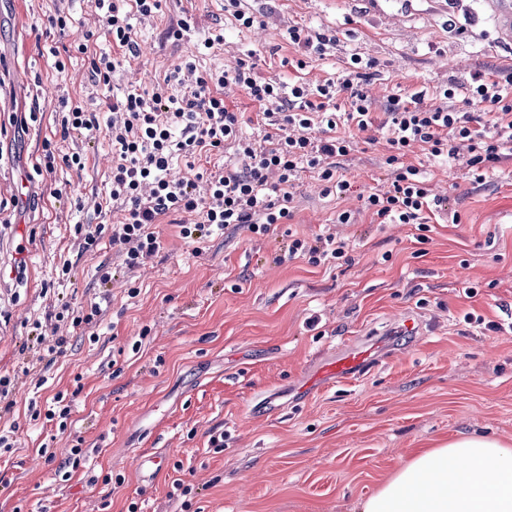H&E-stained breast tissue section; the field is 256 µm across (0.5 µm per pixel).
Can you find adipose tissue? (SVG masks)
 Returning a JSON list of instances; mask_svg holds the SVG:
<instances>
[{"label": "adipose tissue", "instance_id": "adipose-tissue-1", "mask_svg": "<svg viewBox=\"0 0 512 512\" xmlns=\"http://www.w3.org/2000/svg\"><path fill=\"white\" fill-rule=\"evenodd\" d=\"M356 512H512V448L460 436L415 456Z\"/></svg>", "mask_w": 512, "mask_h": 512}]
</instances>
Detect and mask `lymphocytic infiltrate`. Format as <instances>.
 <instances>
[{
	"mask_svg": "<svg viewBox=\"0 0 512 512\" xmlns=\"http://www.w3.org/2000/svg\"><path fill=\"white\" fill-rule=\"evenodd\" d=\"M167 0H95L102 27L112 40V50L92 62L95 79L110 84L114 73L136 55L132 14L151 17L162 12ZM367 63L351 55L342 75L313 85L287 84L264 77L255 62L238 60L234 69L198 71L185 60L173 66L162 85L151 89L130 86L113 99L107 123L83 99L68 102L60 123L62 137H87L106 132L112 145V175L107 184L110 204L121 217L112 229L87 227L86 247L97 245L103 232L112 244L126 248L125 263L135 268L142 257L161 247L156 224L171 213L184 214L180 235L204 243L215 232L241 225L255 233H268L273 225L293 218L295 182L300 172L316 174L324 195L341 197L353 184L343 175L337 158L350 151L342 126L366 132L377 124L372 102L362 89ZM239 90L258 104L265 119L262 140L243 131L244 115L228 105L231 90ZM442 106H424L420 95L405 101L394 96L386 107L389 187L366 196L364 208L376 224H414L427 230L426 210L448 209L452 223L461 216L449 210L447 200L431 198L422 171L406 163L409 148L426 146L437 159L456 157L466 148L465 163L480 172L494 167L512 152V72L497 79L475 73L467 86L451 84L441 89ZM345 96L348 110L336 102ZM491 107L493 118L475 122L470 113L448 107L450 99ZM232 149L235 159L222 170L198 169L202 156ZM188 170L180 180L170 179L175 161ZM205 193H198V186Z\"/></svg>",
	"mask_w": 512,
	"mask_h": 512,
	"instance_id": "1",
	"label": "lymphocytic infiltrate"
}]
</instances>
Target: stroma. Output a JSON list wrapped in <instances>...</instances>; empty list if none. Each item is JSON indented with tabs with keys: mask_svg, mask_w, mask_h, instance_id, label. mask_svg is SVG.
<instances>
[{
	"mask_svg": "<svg viewBox=\"0 0 512 512\" xmlns=\"http://www.w3.org/2000/svg\"><path fill=\"white\" fill-rule=\"evenodd\" d=\"M261 22L243 30L224 0H169L163 14L134 18L140 56L110 86L92 80V54L107 42L91 0H0V376L10 413L0 431V512H354L405 462L448 439L489 434L512 445V155L475 182L460 160L437 163L421 148L431 195L461 214L432 215L426 235L411 224H374L360 191L384 190L385 134H354L342 172L358 191L323 197L303 172L294 217L274 232L228 229L201 248L179 235V215L157 227L161 248L130 269L109 240L84 249L76 224H110L100 204L112 170L106 135L61 139L62 98L103 106L110 89L163 81L212 30L224 47L197 67L234 66L255 53L264 76L282 66L289 27L335 36L304 70L315 82L351 55L373 61L363 88L376 114L389 96L421 94L476 72L512 71L487 0H244ZM192 14L187 41H164L170 21ZM66 15L67 52L52 57L45 30ZM88 42V53L74 44ZM65 64L56 73L55 60ZM87 155L84 171L41 168L45 146ZM355 213L351 224L338 212ZM334 237L340 259L314 265L288 244ZM25 255H18V245ZM25 269H18V260ZM71 263L70 281L56 267ZM112 273L101 283L100 267ZM99 303L98 329L52 317L58 301ZM418 335L399 334L405 315ZM66 337L64 355L48 349ZM378 343L373 366L343 383L306 391L307 378L338 344ZM73 396L65 430L32 418L56 393ZM224 445L211 447V436ZM82 446L70 481L57 462ZM164 463L144 475L142 456ZM122 476L121 486L104 484Z\"/></svg>",
	"mask_w": 512,
	"mask_h": 512,
	"instance_id": "obj_1",
	"label": "stroma"
}]
</instances>
